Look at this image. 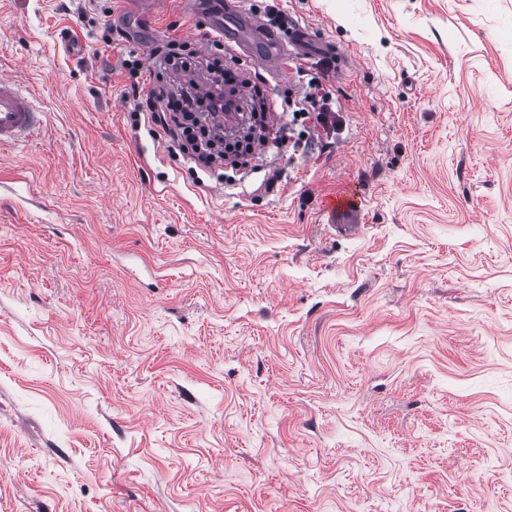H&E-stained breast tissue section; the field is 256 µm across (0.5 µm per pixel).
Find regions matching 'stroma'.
Listing matches in <instances>:
<instances>
[{"mask_svg":"<svg viewBox=\"0 0 512 512\" xmlns=\"http://www.w3.org/2000/svg\"><path fill=\"white\" fill-rule=\"evenodd\" d=\"M279 6L341 128L227 184L129 118L179 0H0V512H512V0ZM32 96L10 76H0V147L29 142L42 125ZM322 211L327 215V224L341 234L357 229L364 219L362 202L353 191L326 200Z\"/></svg>","mask_w":512,"mask_h":512,"instance_id":"obj_1","label":"stroma"}]
</instances>
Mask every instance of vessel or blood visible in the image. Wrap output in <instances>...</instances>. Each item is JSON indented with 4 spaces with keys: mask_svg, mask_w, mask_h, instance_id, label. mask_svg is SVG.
<instances>
[{
    "mask_svg": "<svg viewBox=\"0 0 512 512\" xmlns=\"http://www.w3.org/2000/svg\"><path fill=\"white\" fill-rule=\"evenodd\" d=\"M216 34L245 46L254 66L274 71L283 68L286 46H293L301 53L311 39L309 29L300 26L290 28L284 36L273 32L257 14L239 4L234 7L233 18L226 23H218L213 15L203 17L195 25L193 37L205 45ZM41 125L42 117L32 96L13 77L1 75L0 147L28 142L38 134ZM322 211L328 224L341 233L357 229L364 219L362 202L352 191L326 200Z\"/></svg>",
    "mask_w": 512,
    "mask_h": 512,
    "instance_id": "b4317fda",
    "label": "vessel or blood"
}]
</instances>
